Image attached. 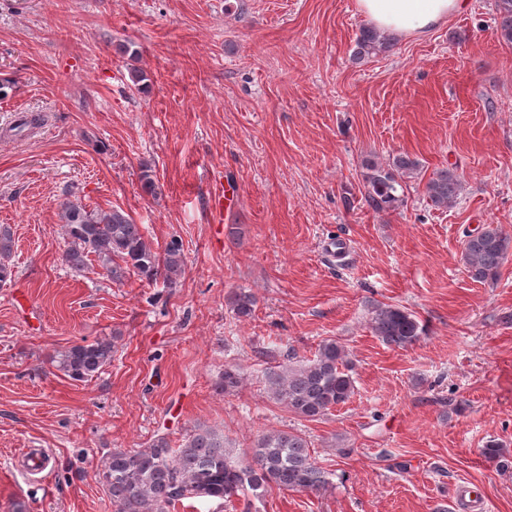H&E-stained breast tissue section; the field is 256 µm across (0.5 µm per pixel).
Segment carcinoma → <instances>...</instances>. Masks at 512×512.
<instances>
[{
    "mask_svg": "<svg viewBox=\"0 0 512 512\" xmlns=\"http://www.w3.org/2000/svg\"><path fill=\"white\" fill-rule=\"evenodd\" d=\"M498 38L512 44V0H495ZM390 43L380 32L364 28L356 38L353 57L363 61L388 51ZM365 201L374 211H386L403 203L399 177L412 174L419 161L399 154L383 166L366 159ZM462 182L454 171H435L426 183L433 206L447 208L456 202ZM60 218L68 248L62 259L76 272L88 268L89 257L114 281L133 272L154 281L161 277L173 286L183 263L181 245L171 241L164 258H159L142 227L119 208L90 209L77 198L59 204ZM15 247L11 225L0 224V283L13 278ZM512 252V236L495 224H488L463 241L462 261L469 276L492 284L500 275L503 261ZM257 299L246 288L231 292L228 304L239 319L253 316ZM371 327L382 342L411 347L426 335V325L412 312L395 305H378ZM114 344L109 340L74 343L52 357L63 375L85 381L112 363ZM344 347L334 339L318 345L314 357L304 364H281L268 372L267 391L271 399L296 416L316 421L330 410L346 404L355 393V381L345 360ZM311 443L300 433L270 430L253 443L252 461L241 464L224 434L208 425H199L177 448L159 436L146 448L135 452L115 448L99 465L116 512H164L189 499L230 501L288 489L318 492L329 485L327 472L311 459Z\"/></svg>",
    "mask_w": 512,
    "mask_h": 512,
    "instance_id": "carcinoma-1",
    "label": "carcinoma"
}]
</instances>
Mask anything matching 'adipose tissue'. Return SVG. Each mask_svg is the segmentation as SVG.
Returning <instances> with one entry per match:
<instances>
[{"label":"adipose tissue","instance_id":"1","mask_svg":"<svg viewBox=\"0 0 512 512\" xmlns=\"http://www.w3.org/2000/svg\"><path fill=\"white\" fill-rule=\"evenodd\" d=\"M378 29L397 37H423L466 7V0H358Z\"/></svg>","mask_w":512,"mask_h":512}]
</instances>
